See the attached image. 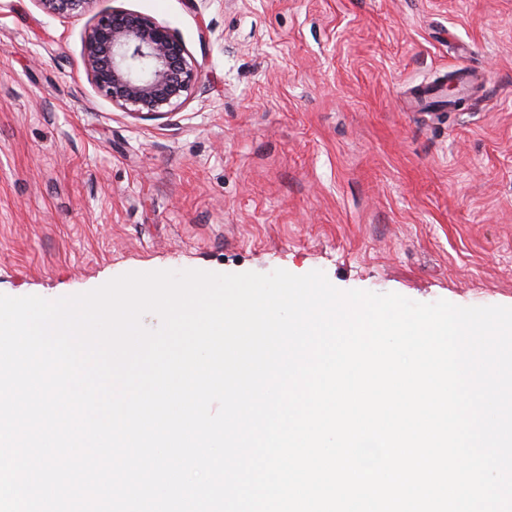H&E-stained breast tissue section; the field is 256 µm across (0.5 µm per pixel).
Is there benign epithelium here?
<instances>
[{
  "label": "benign epithelium",
  "instance_id": "benign-epithelium-1",
  "mask_svg": "<svg viewBox=\"0 0 512 512\" xmlns=\"http://www.w3.org/2000/svg\"><path fill=\"white\" fill-rule=\"evenodd\" d=\"M59 18L82 15L96 0H36ZM183 42L140 13L114 8L95 14L84 33L82 60L96 91L139 117L172 114L197 81Z\"/></svg>",
  "mask_w": 512,
  "mask_h": 512
}]
</instances>
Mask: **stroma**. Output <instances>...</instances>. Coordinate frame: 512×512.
Instances as JSON below:
<instances>
[{
    "label": "stroma",
    "mask_w": 512,
    "mask_h": 512,
    "mask_svg": "<svg viewBox=\"0 0 512 512\" xmlns=\"http://www.w3.org/2000/svg\"><path fill=\"white\" fill-rule=\"evenodd\" d=\"M172 30L174 114L113 106L89 15L0 0V294L128 272H324L512 307V0H96ZM477 74L464 107L443 89Z\"/></svg>",
    "instance_id": "35a3bbf8"
}]
</instances>
